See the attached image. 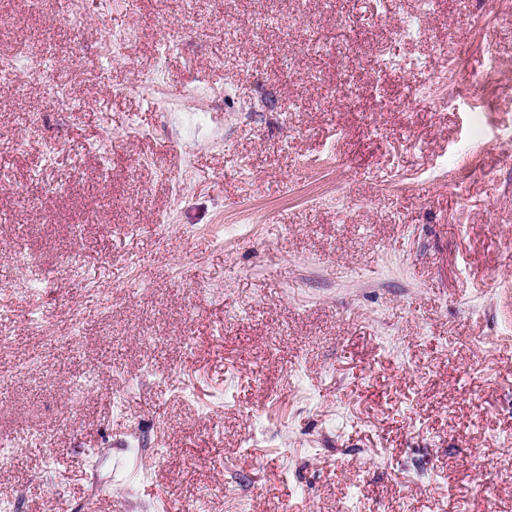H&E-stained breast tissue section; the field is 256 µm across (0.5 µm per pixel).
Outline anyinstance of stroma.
<instances>
[{
	"label": "stroma",
	"mask_w": 512,
	"mask_h": 512,
	"mask_svg": "<svg viewBox=\"0 0 512 512\" xmlns=\"http://www.w3.org/2000/svg\"><path fill=\"white\" fill-rule=\"evenodd\" d=\"M12 56L0 512H512V5L0 0Z\"/></svg>",
	"instance_id": "35a3bbf8"
}]
</instances>
